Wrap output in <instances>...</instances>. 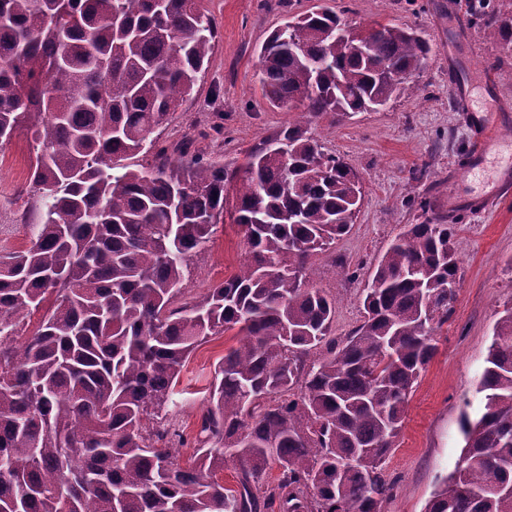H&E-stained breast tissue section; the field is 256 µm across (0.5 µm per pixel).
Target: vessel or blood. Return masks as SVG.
Wrapping results in <instances>:
<instances>
[{"label": "vessel or blood", "mask_w": 512, "mask_h": 512, "mask_svg": "<svg viewBox=\"0 0 512 512\" xmlns=\"http://www.w3.org/2000/svg\"><path fill=\"white\" fill-rule=\"evenodd\" d=\"M457 110L476 137V146L467 158V172L482 171L490 157L497 154L501 161L489 184L490 189L512 182V141L498 135L499 123L495 112L474 107L470 88L466 85L458 93Z\"/></svg>", "instance_id": "vessel-or-blood-1"}]
</instances>
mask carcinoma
<instances>
[{"label":"carcinoma","instance_id":"obj_1","mask_svg":"<svg viewBox=\"0 0 512 512\" xmlns=\"http://www.w3.org/2000/svg\"><path fill=\"white\" fill-rule=\"evenodd\" d=\"M344 26L315 6L262 46L264 96L303 108L298 120L240 165L192 154L187 139L174 162L149 135L212 50L201 0H0V144L32 132L39 211L30 245L0 256V512H385L383 464L453 312L458 262L445 218L406 225L363 289L362 324L330 335L335 300L306 271L350 231L362 185L308 124L415 90L431 52L389 23L355 50ZM139 155L152 161L131 163ZM226 211L250 256L178 303ZM234 329L182 466L163 411L194 350ZM476 392L484 412L462 414L463 456L426 512H512V308ZM228 458L233 489L217 479Z\"/></svg>","mask_w":512,"mask_h":512}]
</instances>
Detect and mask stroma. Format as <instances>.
Listing matches in <instances>:
<instances>
[{"instance_id": "35a3bbf8", "label": "stroma", "mask_w": 512, "mask_h": 512, "mask_svg": "<svg viewBox=\"0 0 512 512\" xmlns=\"http://www.w3.org/2000/svg\"><path fill=\"white\" fill-rule=\"evenodd\" d=\"M315 0H203L216 24L214 50L195 86L154 137L168 146L192 138L193 151L212 160H242L254 145L287 127L294 115L264 97L259 53L268 35ZM353 27L393 22L417 29L432 52L412 81L417 90L386 107L335 120L314 121L310 133L362 181V201L350 232L317 252L310 283L336 301L331 333L347 336L363 321L361 291L377 260L404 225L419 223L421 201L447 216L448 186L467 179L468 190L487 191L483 176L465 178L473 148L460 122L458 89L473 83L512 115V51L488 37L466 0H322ZM465 18L449 27V12ZM32 137L18 131L0 146V254L29 244L38 213L31 191ZM451 238L459 261L454 312L436 329L437 351L421 372L406 405L402 429L384 468L394 483L386 512H425L441 480L452 473L464 445L462 413L478 414L477 380L500 314L512 308V187L487 209L454 219ZM246 259L237 225L218 224L207 250L193 258L182 299L199 300L236 273ZM233 336H209L180 374L169 416L182 432L179 464L192 462L200 418L208 407L214 370Z\"/></svg>"}]
</instances>
